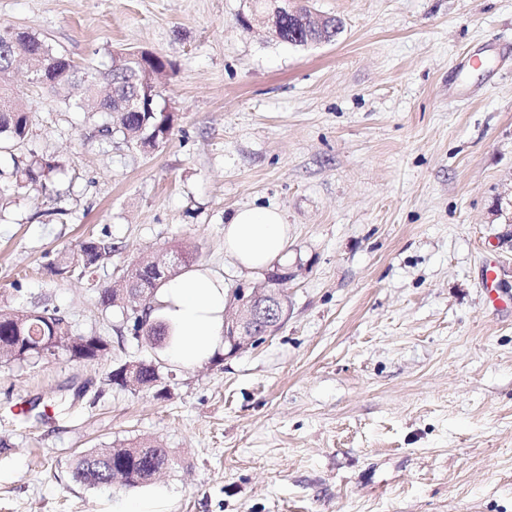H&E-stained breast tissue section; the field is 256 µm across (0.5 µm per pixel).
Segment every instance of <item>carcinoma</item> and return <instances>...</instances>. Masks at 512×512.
Wrapping results in <instances>:
<instances>
[{
    "instance_id": "obj_1",
    "label": "carcinoma",
    "mask_w": 512,
    "mask_h": 512,
    "mask_svg": "<svg viewBox=\"0 0 512 512\" xmlns=\"http://www.w3.org/2000/svg\"><path fill=\"white\" fill-rule=\"evenodd\" d=\"M310 31L299 19L288 17L283 12L280 18L278 40L293 46L308 45ZM136 52L121 54L123 63L113 69L100 71L94 67L80 68L63 60L64 54L34 34L16 36L12 28H0V71L7 69L13 60L26 59L35 69L37 86H46L54 93L71 99L70 89L77 86V73L89 76L83 84L84 96L73 105L87 113L107 112L110 123L101 128L102 136L111 138L118 133L123 139L136 145L147 133L154 134L155 145L164 143L173 127V113L159 102V96H148L143 91L141 73L134 61ZM46 75L48 81L39 77ZM31 116L22 101L8 88L0 87V141L19 144L29 134ZM57 168L39 157H32L23 166L15 167L7 180L0 181V199L32 186ZM112 253V244L103 240L87 238L71 251L60 253L51 264L56 275H66L75 269L93 273L100 263ZM172 277L159 269V261L142 259L127 275L118 288L98 287V304L104 311L114 309L133 320L135 332L149 337L160 336L163 329L150 320L151 306L135 311L129 302L138 293L154 295L158 288ZM65 353L76 361H95L105 358L109 344L100 336L75 335L65 319L57 312L2 308L0 307V359L15 360L24 355V360L47 358ZM134 380L123 381L139 388H152L159 381L155 366L141 361H131ZM170 465L167 451L151 441H141L133 446L98 448L80 457L72 471L73 479L81 484L97 487L108 483L112 468L122 471L126 487H137L148 483Z\"/></svg>"
}]
</instances>
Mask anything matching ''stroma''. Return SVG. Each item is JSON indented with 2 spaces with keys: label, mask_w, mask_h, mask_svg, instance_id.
I'll list each match as a JSON object with an SVG mask.
<instances>
[{
  "label": "stroma",
  "mask_w": 512,
  "mask_h": 512,
  "mask_svg": "<svg viewBox=\"0 0 512 512\" xmlns=\"http://www.w3.org/2000/svg\"><path fill=\"white\" fill-rule=\"evenodd\" d=\"M252 5L0 0V23L79 65L161 53L174 115L144 152L22 65L0 80L32 114L0 176L61 164L0 204V306L110 344L0 359V512H512V0H288L341 23L305 47L242 26ZM249 206L289 227L288 315L262 343L187 366L102 312L96 286L179 245L261 286L224 252ZM90 237L113 245L93 280L50 274ZM135 360L156 387L109 382ZM142 440L171 458L155 480H73L82 454Z\"/></svg>",
  "instance_id": "obj_1"
}]
</instances>
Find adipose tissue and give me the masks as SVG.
Instances as JSON below:
<instances>
[{
    "label": "adipose tissue",
    "mask_w": 512,
    "mask_h": 512,
    "mask_svg": "<svg viewBox=\"0 0 512 512\" xmlns=\"http://www.w3.org/2000/svg\"><path fill=\"white\" fill-rule=\"evenodd\" d=\"M288 225L278 209H237L224 226V251L248 270H263L286 256ZM228 289L223 275L196 268L161 285L154 313L163 318L174 342L173 358L193 365L224 346Z\"/></svg>",
    "instance_id": "1"
}]
</instances>
